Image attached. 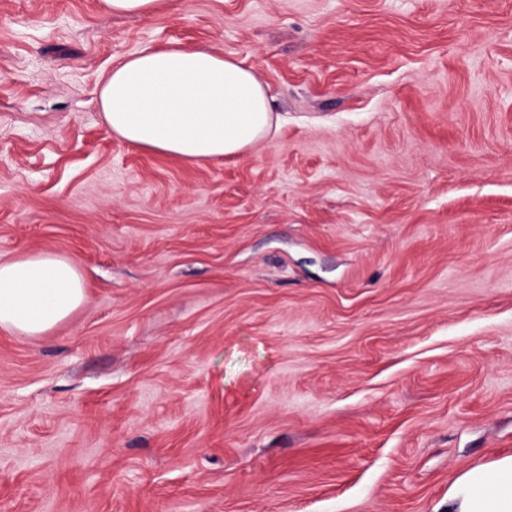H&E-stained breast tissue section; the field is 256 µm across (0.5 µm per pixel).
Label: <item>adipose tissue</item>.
Instances as JSON below:
<instances>
[{
  "label": "adipose tissue",
  "instance_id": "adipose-tissue-1",
  "mask_svg": "<svg viewBox=\"0 0 512 512\" xmlns=\"http://www.w3.org/2000/svg\"><path fill=\"white\" fill-rule=\"evenodd\" d=\"M113 134L188 164L246 154L280 129L262 80L234 55L171 44L115 63L100 90ZM85 301L77 263L50 252L0 262V327L40 336ZM448 512H512V455L473 466L448 491Z\"/></svg>",
  "mask_w": 512,
  "mask_h": 512
}]
</instances>
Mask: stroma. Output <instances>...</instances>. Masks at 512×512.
<instances>
[{
	"label": "stroma",
	"mask_w": 512,
	"mask_h": 512,
	"mask_svg": "<svg viewBox=\"0 0 512 512\" xmlns=\"http://www.w3.org/2000/svg\"><path fill=\"white\" fill-rule=\"evenodd\" d=\"M177 42L284 124L189 165L113 136ZM86 301L0 329V512H446L512 455V0H0V261ZM103 6L116 14L151 16L162 10H176V0H102ZM85 302L77 263L50 252L25 253L0 262V327L41 336Z\"/></svg>",
	"instance_id": "obj_1"
}]
</instances>
